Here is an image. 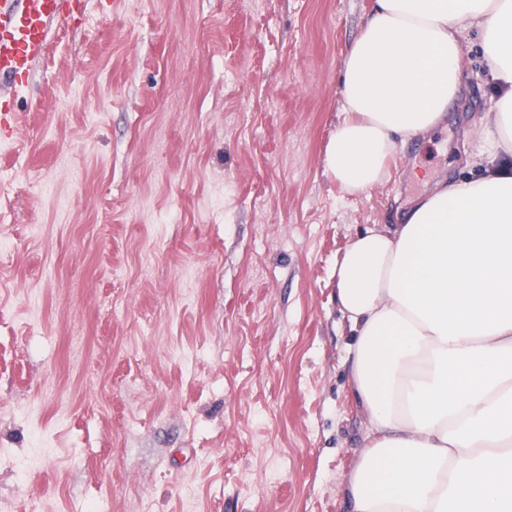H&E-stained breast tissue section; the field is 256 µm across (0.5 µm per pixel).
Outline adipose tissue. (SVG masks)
Masks as SVG:
<instances>
[{
  "label": "adipose tissue",
  "instance_id": "adipose-tissue-1",
  "mask_svg": "<svg viewBox=\"0 0 512 512\" xmlns=\"http://www.w3.org/2000/svg\"><path fill=\"white\" fill-rule=\"evenodd\" d=\"M471 27L496 90L481 173L437 181L336 262L368 423L349 512H512V0H375L326 166L350 194L382 184L459 99Z\"/></svg>",
  "mask_w": 512,
  "mask_h": 512
}]
</instances>
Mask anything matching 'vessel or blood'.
<instances>
[{
    "mask_svg": "<svg viewBox=\"0 0 512 512\" xmlns=\"http://www.w3.org/2000/svg\"><path fill=\"white\" fill-rule=\"evenodd\" d=\"M69 11V0H0V80L28 76L45 53L51 27Z\"/></svg>",
    "mask_w": 512,
    "mask_h": 512,
    "instance_id": "vessel-or-blood-1",
    "label": "vessel or blood"
}]
</instances>
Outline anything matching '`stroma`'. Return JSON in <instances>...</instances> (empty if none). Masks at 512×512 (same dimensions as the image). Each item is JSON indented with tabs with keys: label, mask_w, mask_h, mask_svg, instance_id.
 <instances>
[{
	"label": "stroma",
	"mask_w": 512,
	"mask_h": 512,
	"mask_svg": "<svg viewBox=\"0 0 512 512\" xmlns=\"http://www.w3.org/2000/svg\"><path fill=\"white\" fill-rule=\"evenodd\" d=\"M0 132V512H344L363 445L336 260L473 177L464 93L345 193L326 150L374 0H80Z\"/></svg>",
	"instance_id": "stroma-1"
}]
</instances>
